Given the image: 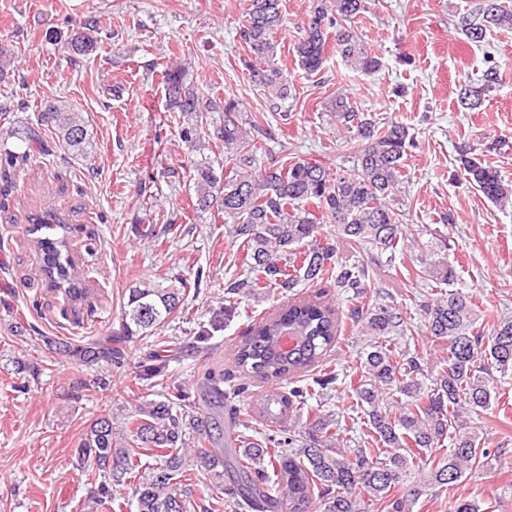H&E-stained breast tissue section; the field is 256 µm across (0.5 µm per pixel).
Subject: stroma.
I'll list each match as a JSON object with an SVG mask.
<instances>
[{
	"instance_id": "stroma-1",
	"label": "stroma",
	"mask_w": 512,
	"mask_h": 512,
	"mask_svg": "<svg viewBox=\"0 0 512 512\" xmlns=\"http://www.w3.org/2000/svg\"><path fill=\"white\" fill-rule=\"evenodd\" d=\"M247 0H0V43L12 50L0 74V153L27 152L26 165L0 176V512H88L100 479L76 468L74 450L89 424L103 416L113 431L125 427L146 401L164 393L168 378L197 390L206 368L234 370V347L250 326L287 302L270 288L242 298L223 330L201 332L223 309L224 287L242 272L244 251L216 211L194 210L190 173L214 159L219 112L207 115L196 143L182 129L190 115L169 111L156 69L188 68L187 81L209 99L231 96L248 113H263L273 131L260 144L272 160L319 161L351 169L352 148L339 134L329 106L346 93L373 120L408 124L415 145L404 159L397 194L408 239L402 253L338 243L342 263L369 268L368 301L390 296L405 317L409 340L428 374L447 353L428 335L420 305L436 282L419 257L447 240L455 288L482 310L484 328L512 314V208L485 199L456 171L463 152L496 167L512 184V28L492 29L483 42H466L456 26L480 0H367L356 20L358 36L380 58L379 71L361 74L334 47L320 72L297 64V27L314 0H281L275 66L288 72V99L269 97L251 82L238 19ZM91 30L88 54L67 48L73 32ZM497 65L499 81L474 111L458 101L462 85ZM72 104L92 149L80 156L62 148L53 130L38 125L43 100ZM33 129L43 145L5 137L9 128ZM51 212L69 225L75 261L88 298L67 306L43 273L41 252L27 218ZM198 278L187 310L151 336L131 359L170 345L168 376L134 383L116 372L100 388L101 370L76 365L56 350L61 338L83 344L118 327L129 290L145 280ZM351 323H344L325 367L340 377L320 410L354 416L346 368L359 362ZM487 448L497 455L439 497L421 498L413 512H453L459 498L476 497L482 512H512V373L498 378L486 411Z\"/></svg>"
}]
</instances>
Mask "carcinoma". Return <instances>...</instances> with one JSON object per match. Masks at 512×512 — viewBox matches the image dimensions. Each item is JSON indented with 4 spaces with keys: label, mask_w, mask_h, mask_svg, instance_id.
Returning <instances> with one entry per match:
<instances>
[{
    "label": "carcinoma",
    "mask_w": 512,
    "mask_h": 512,
    "mask_svg": "<svg viewBox=\"0 0 512 512\" xmlns=\"http://www.w3.org/2000/svg\"><path fill=\"white\" fill-rule=\"evenodd\" d=\"M248 2L239 36L250 55V79L271 97L286 99L291 91L288 74L268 64L275 51L273 37L282 26L280 0ZM364 10L365 0H317L295 43L300 68L308 75L320 71L332 37L336 53L350 69L363 74L379 70L380 59L366 49L353 27ZM508 25L511 8L502 0H482L474 16L461 18L459 31L467 42L478 43L487 30ZM68 48L86 54L95 43L89 34L77 32ZM161 75L171 110L197 118L205 112L224 113L214 138L222 143L229 175L216 174L214 165L204 162L193 167V180L196 209L223 215L246 251L243 277L225 284V298L261 288L291 292L302 282L325 283L353 300L364 296L368 271L358 263L337 262L334 239L392 255L404 249V224L395 204L402 160L414 146L409 127L394 120L378 123L359 113L349 95L341 93L332 111L354 143L351 172L334 175L305 160L271 162L258 171L256 138L272 136L270 129L245 116L234 98L200 97L181 66L167 67ZM497 82V69L488 68L481 86L460 92L462 108H480ZM38 122L52 128L72 152L87 154L88 131L66 101L46 99ZM459 162L463 179L488 201L501 207L512 204V187L495 167L466 152ZM35 219L28 233L43 253L44 274L69 301L83 302L87 289L71 254L69 226L51 224L40 215ZM327 223L334 225L331 236L322 232ZM58 229L59 235L38 236L42 230ZM439 253L432 248L422 256L426 271L443 285L421 304L426 328L430 336L448 342V354L431 385L422 381L423 359L401 348L407 326L396 305L349 309L361 341L353 392L356 406L367 417L363 436L374 447H350L351 429L334 415L323 414L302 430L269 435L261 443L227 440L222 448H193L187 437H212L217 408H224L227 430L240 425L235 401L247 390L233 383L235 374L208 368L202 408L180 384L173 395L143 404L122 434L112 430L106 417L90 424L76 457L103 476L98 496L111 495L116 483L130 487L137 512H190L202 468L210 483L242 512H309L314 499L319 512H373L377 506L381 512H412L422 497L438 496L461 483L491 457L478 420L496 395L495 374L512 372V315L497 317L490 333H484L477 304L469 294L450 288L456 272ZM187 285L189 280L182 279L177 286L144 282L131 288L118 330L80 345L58 339L56 347L80 366L123 370L130 365L135 339L185 312ZM338 332V312L321 291L288 303L284 312L249 328L235 346L234 362L241 372L272 384L299 377L288 393L274 389L265 394L261 416L280 424L289 412L332 390L339 379L335 371L311 374L309 368L321 362ZM224 383L228 388H222ZM153 448L155 464L145 468L142 456ZM276 469L282 481L274 485L270 471Z\"/></svg>",
    "instance_id": "1"
}]
</instances>
